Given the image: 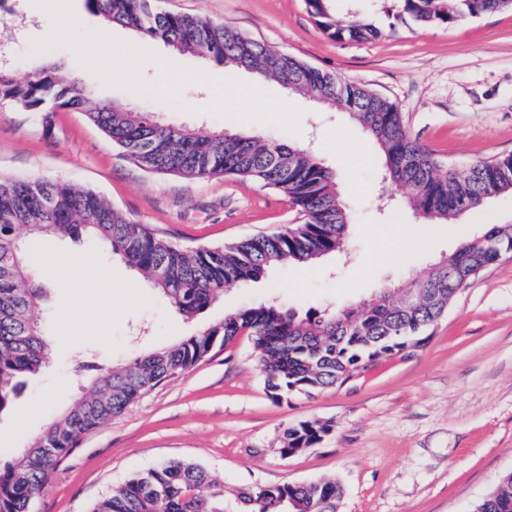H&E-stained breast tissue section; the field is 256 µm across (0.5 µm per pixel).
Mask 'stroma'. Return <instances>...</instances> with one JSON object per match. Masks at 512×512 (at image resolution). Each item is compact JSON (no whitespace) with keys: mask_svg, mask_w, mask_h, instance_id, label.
<instances>
[{"mask_svg":"<svg viewBox=\"0 0 512 512\" xmlns=\"http://www.w3.org/2000/svg\"><path fill=\"white\" fill-rule=\"evenodd\" d=\"M158 8L201 16L303 62L357 83L395 103L416 138L445 164L464 167L512 154V12L454 25L399 18L397 0H335L347 20L371 17L378 37H329L305 0H158ZM32 0L0 7V63L15 78L55 61L65 79L94 88L121 109L152 113L160 123L203 132L239 130L207 113L210 89L191 83L183 109L108 87L59 47L34 54L50 31ZM113 37L214 77L223 66L116 25ZM271 93L305 111L299 142L331 163L352 214L343 252L307 268L283 267L260 281L225 288L223 298L187 321L102 243L32 239L31 252L67 251L88 274L108 270L112 316L99 311L102 289L76 298L54 266L41 265L48 290L43 331L49 353L11 409L0 415V462L18 455L54 415L89 392L93 366L110 367L175 343L261 301L299 312L324 311L402 288L429 264L489 222L512 223V196L492 199L459 222L427 224L404 206V188L380 183L375 144L345 114L309 98ZM0 176L43 177L95 191L125 216L186 248L222 245L296 224L281 192L231 176L185 179L148 173L125 158L83 113H43L0 102ZM83 313L74 331L63 315ZM421 347L380 357L342 388L283 401L270 397L250 336L214 347L194 366L147 391L108 424L83 434L50 474L33 512H91L112 488L171 459L220 476L224 508L239 488L320 478L344 489L339 512H471L512 471V256L478 271ZM302 421L330 423L323 441L288 458L277 452L283 431Z\"/></svg>","mask_w":512,"mask_h":512,"instance_id":"1","label":"stroma"}]
</instances>
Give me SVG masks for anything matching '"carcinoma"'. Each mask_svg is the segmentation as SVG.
I'll return each instance as SVG.
<instances>
[{
    "label": "carcinoma",
    "instance_id": "cac0c4a2",
    "mask_svg": "<svg viewBox=\"0 0 512 512\" xmlns=\"http://www.w3.org/2000/svg\"><path fill=\"white\" fill-rule=\"evenodd\" d=\"M414 21L451 25L487 12L509 11L512 0H401ZM316 23L336 39L360 40L379 31L365 19L346 22L333 0H305ZM106 22L124 26L177 52L206 55L218 65L264 79L293 83L291 91L348 113L378 144L387 182L407 190V203L428 223H448L491 199L512 194V154L466 168L445 166L407 132L397 106L373 91L341 80L248 36L197 16L159 10L155 0H86ZM60 64H44L23 80L0 68V101L45 117L60 109L84 113L113 145L142 169L185 178L234 176L276 189L304 217L271 234L188 250L137 224L96 192L48 179H0V255L32 237L89 236L140 273L182 316L192 319L224 295L282 266H307L341 249L351 216L335 173L297 143L233 133H202L159 123L147 112L123 111L91 99L82 85L60 77ZM512 251V224H494L460 243L407 287L420 305L410 314L398 302H369L303 316L261 302L225 314L221 322L130 363L102 370L88 395L53 417L10 462L0 465V512H31L34 499L79 437L110 422L159 383L195 365L216 345L246 333L260 353V370L272 398L334 388L384 354L420 345L427 328L445 312L480 267ZM24 247L0 265V414L18 394L20 380L45 359L43 301ZM331 425L304 421L288 427L277 449L283 458L318 444ZM51 448L49 456L40 449ZM343 487L334 479L243 489L241 512H338ZM93 512H224V482L200 466L170 460L135 474L98 502ZM473 512H512V472L478 501Z\"/></svg>",
    "mask_w": 512,
    "mask_h": 512
}]
</instances>
